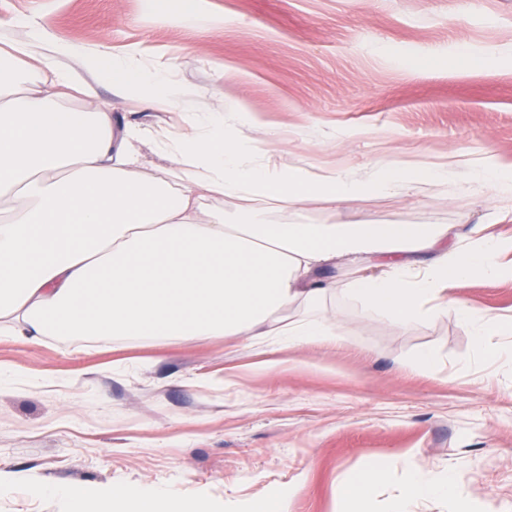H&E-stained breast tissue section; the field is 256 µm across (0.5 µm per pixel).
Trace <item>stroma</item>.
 Wrapping results in <instances>:
<instances>
[{
	"mask_svg": "<svg viewBox=\"0 0 512 512\" xmlns=\"http://www.w3.org/2000/svg\"><path fill=\"white\" fill-rule=\"evenodd\" d=\"M178 0H0V42L15 18H45L79 46L109 45L224 124L252 113L274 127L287 165L355 179L379 162L475 168L512 162V0H196L212 24L176 15ZM468 48L459 58V45ZM112 122L138 124L142 171L174 163L157 143L187 131L181 113L97 85ZM498 204L461 184L348 196L273 209V224H445L462 241ZM448 311L407 328L367 314L344 292L319 312L336 345L257 351L216 336L164 343L0 335V512H65L53 489L152 485L247 512L278 490L293 512H354L343 497L368 463L384 471L364 512H391L410 484L455 470L462 494L414 499L410 512H512V366L481 358L458 306L512 318V274L450 283ZM426 351L436 372L415 368Z\"/></svg>",
	"mask_w": 512,
	"mask_h": 512,
	"instance_id": "stroma-1",
	"label": "stroma"
}]
</instances>
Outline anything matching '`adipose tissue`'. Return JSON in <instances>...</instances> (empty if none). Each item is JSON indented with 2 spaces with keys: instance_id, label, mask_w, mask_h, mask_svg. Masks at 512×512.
I'll return each instance as SVG.
<instances>
[{
  "instance_id": "adipose-tissue-1",
  "label": "adipose tissue",
  "mask_w": 512,
  "mask_h": 512,
  "mask_svg": "<svg viewBox=\"0 0 512 512\" xmlns=\"http://www.w3.org/2000/svg\"><path fill=\"white\" fill-rule=\"evenodd\" d=\"M23 40L0 48V334L37 344L47 336H153L201 342L215 336L265 347L328 341L326 318L307 319L334 290L318 269L350 262L346 293L367 313L410 326L447 313L448 282L502 271L508 246L492 235L449 245L444 224H270L265 205L407 191L423 183L494 188L512 200V166L459 173L383 161L370 181L287 166L266 138L229 133L224 107L187 112L183 94L108 46L87 50L53 38L22 17ZM75 58L79 68L62 60ZM48 71L28 79L29 68ZM139 90L151 104L187 112L195 133L169 134L161 147L180 184L145 177L138 128L115 129L96 100L99 80ZM79 97L82 108L62 102ZM213 196L238 203V221L204 212ZM431 253L427 265L417 257ZM378 261L360 274L363 256ZM110 512H210L198 497L149 488L106 493Z\"/></svg>"
}]
</instances>
